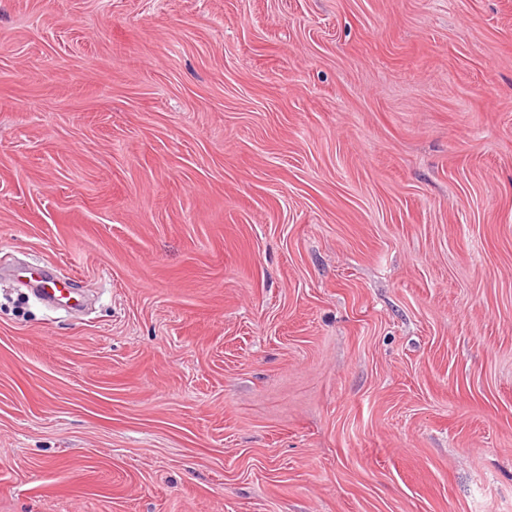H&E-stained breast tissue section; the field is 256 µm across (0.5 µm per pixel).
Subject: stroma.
Listing matches in <instances>:
<instances>
[{
	"label": "stroma",
	"instance_id": "1",
	"mask_svg": "<svg viewBox=\"0 0 512 512\" xmlns=\"http://www.w3.org/2000/svg\"><path fill=\"white\" fill-rule=\"evenodd\" d=\"M0 512H512V0H0ZM47 272L44 268L40 269L37 267L31 269H22L18 273L20 278H30L35 281H42L46 284H51L50 288H41L42 293L54 301L57 305L76 308L81 304L80 295L73 292L67 285V282L62 279H49L47 278ZM29 274V275H22ZM37 277L40 280L34 279Z\"/></svg>",
	"mask_w": 512,
	"mask_h": 512
}]
</instances>
